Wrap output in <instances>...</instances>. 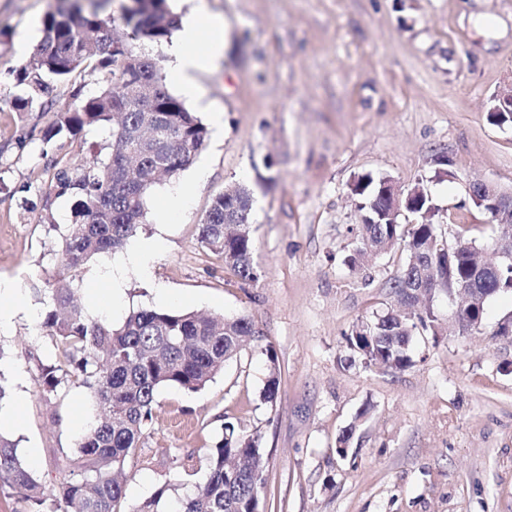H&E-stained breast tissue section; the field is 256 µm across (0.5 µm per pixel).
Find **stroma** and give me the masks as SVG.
<instances>
[{
  "instance_id": "stroma-1",
  "label": "stroma",
  "mask_w": 512,
  "mask_h": 512,
  "mask_svg": "<svg viewBox=\"0 0 512 512\" xmlns=\"http://www.w3.org/2000/svg\"><path fill=\"white\" fill-rule=\"evenodd\" d=\"M62 0H0V279L27 300L0 331V375L22 397L21 460L53 498L88 415V393L40 386L54 348L38 328L55 282L58 226L71 202L48 193L40 154L54 115L20 110L16 70ZM184 16L205 8L225 24L224 54L200 74L224 112L222 138L156 184L138 238L162 237L151 278L127 269L105 318L120 326L139 307L246 315L257 334L200 393L161 389L153 422L125 467L127 512L168 486L159 505L190 493L224 422L258 434L268 456L270 512H512V294L490 298L481 330L417 331L403 370L350 361L346 338L362 320L398 306L389 283L403 247L354 268L359 221L349 185L361 175L422 184L448 246L460 231L492 233L474 205L479 178L512 194V124L489 118L512 90V0H170ZM26 52H19V45ZM447 157L452 179L435 176ZM192 183L180 213L167 194ZM253 190L258 281L240 280L202 247L198 224L228 186ZM52 211L56 225L43 223ZM166 295H159V288ZM278 356L276 402L261 399L268 350ZM349 434L346 455L336 451Z\"/></svg>"
}]
</instances>
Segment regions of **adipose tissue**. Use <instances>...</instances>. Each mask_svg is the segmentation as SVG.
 Listing matches in <instances>:
<instances>
[{
	"mask_svg": "<svg viewBox=\"0 0 512 512\" xmlns=\"http://www.w3.org/2000/svg\"><path fill=\"white\" fill-rule=\"evenodd\" d=\"M223 53V23L202 8L181 19L179 43L174 50V74L186 98L203 103V90L197 76L214 67Z\"/></svg>",
	"mask_w": 512,
	"mask_h": 512,
	"instance_id": "ef3b65f1",
	"label": "adipose tissue"
}]
</instances>
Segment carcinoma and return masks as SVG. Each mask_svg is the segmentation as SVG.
I'll list each match as a JSON object with an SVG mask.
<instances>
[{
  "mask_svg": "<svg viewBox=\"0 0 512 512\" xmlns=\"http://www.w3.org/2000/svg\"><path fill=\"white\" fill-rule=\"evenodd\" d=\"M72 0L49 13L36 51L17 69L24 87L22 109L55 110L43 132L41 155L67 137L89 127H110L104 151L72 171L55 161L49 193L71 197V224L61 234L55 255L57 280L44 300L40 329L56 347L53 363L41 368V386L55 393L67 382L89 392L92 420L79 436L71 470L59 479L51 500L41 496L37 477L24 465L16 444L0 435V493L23 490L29 512H124L125 484L120 479L153 421L157 392L175 387L196 394L207 387L242 342L255 336L247 316H206L176 309L139 308L122 325L88 318L78 302L79 270L92 257L121 249L146 217L152 188L189 168L204 148L208 130L166 84L161 66L135 50L133 42H167L179 18L169 0H133L119 17L104 14L108 0ZM104 73L105 85L90 96L72 94L56 107L58 85L77 72ZM383 177L362 176L350 185L359 202L376 199ZM253 191L243 184L216 195L199 227L200 243L224 258V265L244 281L261 276L254 262L255 240L250 214ZM415 223L358 224L360 246L349 256L353 267L402 244L404 266L390 288L408 306L410 284L429 274L451 290L470 280L481 293H512V270L477 273L471 265L479 247L459 236L462 248L447 252L433 224V202L417 199L410 208ZM431 308L409 318L394 312L377 322L369 335L352 330L347 348L368 366L405 369L412 365L409 344L418 328L435 329ZM270 377L262 391L267 403L279 394L277 356L268 350ZM268 459L260 438L233 422L209 449V475L192 493L177 499L171 512H262L266 507Z\"/></svg>",
  "mask_w": 512,
  "mask_h": 512,
  "instance_id": "obj_1",
  "label": "carcinoma"
}]
</instances>
